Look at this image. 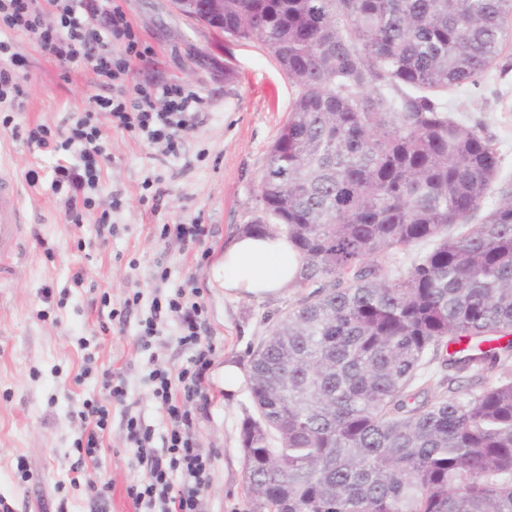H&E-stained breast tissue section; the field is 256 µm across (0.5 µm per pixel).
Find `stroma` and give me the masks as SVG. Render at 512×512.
Here are the masks:
<instances>
[{"instance_id":"stroma-1","label":"stroma","mask_w":512,"mask_h":512,"mask_svg":"<svg viewBox=\"0 0 512 512\" xmlns=\"http://www.w3.org/2000/svg\"><path fill=\"white\" fill-rule=\"evenodd\" d=\"M128 15L147 53L132 61L126 88L180 82L202 98L197 128L175 153H163L136 133L113 127L100 115L106 158L94 209L73 224L63 194L52 186L54 154L26 141L27 128L61 129L83 112L89 98L109 96L91 65L62 67L33 33L10 39L26 63L23 96L13 107L14 127L0 130V163L17 179L26 231L11 274L0 280V498L14 512H89L83 480L112 483L109 512H135L128 485L143 481L127 442L121 410L96 460L73 472L72 442L79 425L73 408L101 392V373L123 377L126 401L147 424L163 432L165 419L149 394L154 364L187 365L191 352L167 320L159 338L142 348L138 335L150 314L159 272L167 287L195 282L201 292L214 363L231 357L247 366L253 347L267 336L278 315L307 295L291 287L257 299L227 298L216 272L225 248L256 214V189L267 151L291 109L296 90L254 41L230 42L222 33L180 14L171 0H128ZM453 116L484 129L496 140L499 174L485 208L512 188V70L491 71L478 85L450 89ZM39 175L29 183V171ZM108 213L115 230L98 234ZM159 224H202L201 243L158 241ZM82 274V286L72 284ZM50 297H43V289ZM143 298L123 322L108 319L134 291ZM208 418L200 420L202 447L215 451L213 475L203 494L206 512H247L241 422L253 413L250 392L224 396L218 374ZM24 459L30 471L16 468ZM80 484H73V476Z\"/></svg>"}]
</instances>
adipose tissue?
Returning a JSON list of instances; mask_svg holds the SVG:
<instances>
[{
    "label": "adipose tissue",
    "mask_w": 512,
    "mask_h": 512,
    "mask_svg": "<svg viewBox=\"0 0 512 512\" xmlns=\"http://www.w3.org/2000/svg\"><path fill=\"white\" fill-rule=\"evenodd\" d=\"M300 265L297 251L281 236L244 233L224 251V294L270 297L294 285Z\"/></svg>",
    "instance_id": "ef3b65f1"
}]
</instances>
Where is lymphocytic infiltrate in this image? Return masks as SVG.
Masks as SVG:
<instances>
[{
    "mask_svg": "<svg viewBox=\"0 0 512 512\" xmlns=\"http://www.w3.org/2000/svg\"><path fill=\"white\" fill-rule=\"evenodd\" d=\"M56 9L55 20L45 23L43 6ZM126 0H0V31L22 30L37 34L43 51L62 65L86 60L103 81L118 82L127 75L132 60L142 57L143 47L125 10ZM103 16L104 33L90 30L85 20ZM120 52H113V44ZM197 93L183 84L170 82L161 89L136 86L133 93L117 90L115 96L90 100L64 137L44 125L32 128L29 142L39 149L58 153L55 186H67L66 206L72 218L91 208L102 172V135L99 114H107L118 128L145 133L152 143L174 152L182 132L195 124ZM78 151L79 164L65 160V153ZM204 305L195 286H182L162 297H154L150 314L143 322L141 337L150 340L166 317L177 319L181 342L192 349L188 366L154 368L148 375L151 397L165 415L168 427L163 436L145 426L140 417L127 415V441L137 465L146 469L147 481L127 489L137 512H203L202 492L212 479L213 449L200 447L195 431L197 413L211 403L207 373L213 364L214 348L203 334ZM124 381L104 373L100 396L83 400L73 412L79 424L74 448L79 460L96 459L102 439L112 422L113 404H124Z\"/></svg>",
    "mask_w": 512,
    "mask_h": 512,
    "instance_id": "lymphocytic-infiltrate-1",
    "label": "lymphocytic infiltrate"
}]
</instances>
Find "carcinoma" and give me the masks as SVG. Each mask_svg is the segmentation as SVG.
I'll list each match as a JSON object with an SVG mask.
<instances>
[{"instance_id":"carcinoma-1","label":"carcinoma","mask_w":512,"mask_h":512,"mask_svg":"<svg viewBox=\"0 0 512 512\" xmlns=\"http://www.w3.org/2000/svg\"><path fill=\"white\" fill-rule=\"evenodd\" d=\"M214 27L297 89L244 232L312 289L249 356L248 512H512V191L452 233L499 153L446 99L507 71L512 0H224Z\"/></svg>"}]
</instances>
